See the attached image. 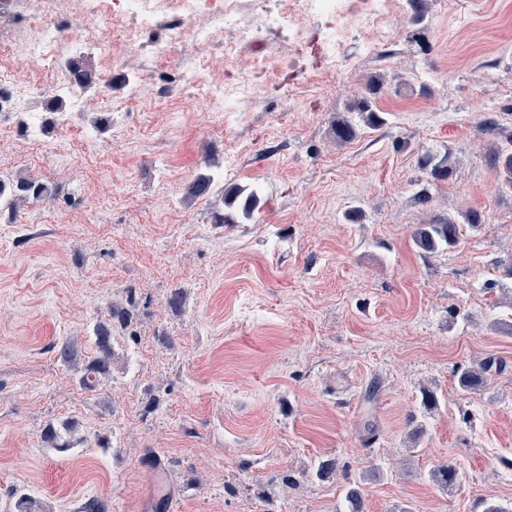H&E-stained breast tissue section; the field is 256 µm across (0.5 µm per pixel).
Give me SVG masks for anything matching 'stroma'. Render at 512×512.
<instances>
[{"label": "stroma", "mask_w": 512, "mask_h": 512, "mask_svg": "<svg viewBox=\"0 0 512 512\" xmlns=\"http://www.w3.org/2000/svg\"><path fill=\"white\" fill-rule=\"evenodd\" d=\"M31 2L0 12L1 67L18 62ZM423 8L413 26L410 0H396L405 26L375 52L361 30L344 31L334 71L306 51L283 73L267 39L224 60L200 54L228 99L264 65L243 119L154 99L142 58L123 44L112 61L80 55L95 82L81 110L66 97L28 100L40 142L20 124L0 128V183L28 174L56 192L0 209L7 512L22 493L30 512H154L155 454L172 512H337L351 483L365 512H482L485 500L512 512V280L497 266L512 256V187L487 163L506 141L478 129L484 99L512 128V0ZM374 76L389 82L377 100L384 125L359 124L337 143L338 113ZM132 85L142 95L130 103ZM87 136L90 149L65 165L41 150ZM427 150L456 168L422 205ZM201 174L214 185L190 197ZM233 186L257 190L260 208L216 223ZM354 206L362 216L351 221ZM469 209L483 223L422 256L416 226ZM106 351L108 374L92 375ZM488 356L507 370L460 391L457 369ZM426 387L438 397L430 413ZM416 423L425 434L414 445ZM320 459L335 461L333 477L310 475ZM448 460L462 473L449 491L429 478ZM374 463L380 477L363 479Z\"/></svg>", "instance_id": "35a3bbf8"}]
</instances>
